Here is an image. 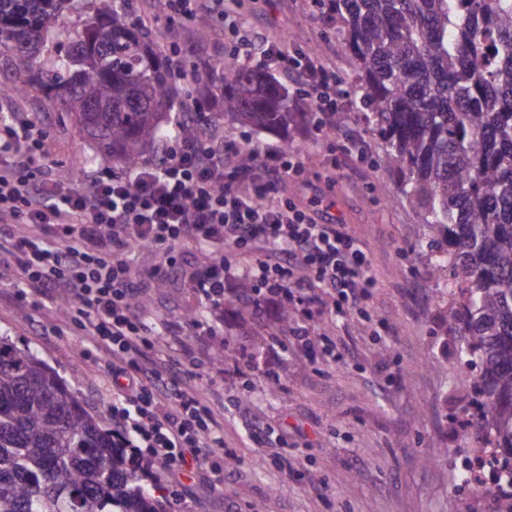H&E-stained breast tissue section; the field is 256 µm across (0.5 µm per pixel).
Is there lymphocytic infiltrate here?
<instances>
[{"label":"lymphocytic infiltrate","mask_w":512,"mask_h":512,"mask_svg":"<svg viewBox=\"0 0 512 512\" xmlns=\"http://www.w3.org/2000/svg\"><path fill=\"white\" fill-rule=\"evenodd\" d=\"M174 16L204 15L230 34L245 60L297 77L313 103L316 131L330 127L341 97L334 73L312 56L256 41L237 0H164ZM192 135L168 137L160 159L122 172L58 176L41 124L0 114V224H25L10 249L16 300L47 306L67 300L89 345L112 359V421L131 454L180 478L200 466L201 449L224 445V427L194 391L193 373L159 356L160 336L133 312L135 249L208 245L214 261L190 279L206 299L224 296L232 276L226 252L246 264L260 293L255 307L288 304L310 310L332 296L345 316L359 311L375 282L370 261L343 224L320 218L314 204L280 195L303 162L290 149L265 151L250 168L227 161L224 139L202 110Z\"/></svg>","instance_id":"obj_1"}]
</instances>
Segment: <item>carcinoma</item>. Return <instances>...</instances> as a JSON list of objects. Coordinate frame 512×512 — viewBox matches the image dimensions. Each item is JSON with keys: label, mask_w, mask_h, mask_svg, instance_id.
I'll use <instances>...</instances> for the list:
<instances>
[{"label": "carcinoma", "mask_w": 512, "mask_h": 512, "mask_svg": "<svg viewBox=\"0 0 512 512\" xmlns=\"http://www.w3.org/2000/svg\"><path fill=\"white\" fill-rule=\"evenodd\" d=\"M358 70L353 103L383 144L403 201L445 243L446 278L473 413L501 453L494 512H512V0H313ZM0 0V58L14 90L43 87L112 162L133 168L165 136L169 59L127 0ZM74 35L46 71L54 28ZM230 119L282 133L298 102L261 69L196 71ZM0 512H169L153 474L118 446L53 369L0 336Z\"/></svg>", "instance_id": "cac0c4a2"}]
</instances>
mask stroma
I'll return each instance as SVG.
<instances>
[{"instance_id":"35a3bbf8","label":"stroma","mask_w":512,"mask_h":512,"mask_svg":"<svg viewBox=\"0 0 512 512\" xmlns=\"http://www.w3.org/2000/svg\"><path fill=\"white\" fill-rule=\"evenodd\" d=\"M239 9L259 40L315 57L341 83L342 128L290 133L306 171L284 182L280 192L293 200L329 194V217L348 225L370 259L375 286L362 311L343 317L327 304L308 316L294 307L285 322L281 308H245L250 279L242 269L226 283L223 303H206L183 271L211 264L207 251L175 250V265L159 288L154 271L161 250H138L134 265L146 303L136 312L154 327L180 325L165 350L199 366L197 390L224 426V445L214 449L212 460L234 454L222 485H215L206 466L183 476L172 512H493L492 497L462 494L455 483L461 450L477 436L476 426L461 425L472 399L470 382L455 344L437 334L448 298L430 274L428 230L399 195L378 193L379 184H396L397 176L385 168L380 140L351 103L353 60L310 0H240ZM178 27L192 54L173 75L175 121L183 117L182 103L197 92L195 69L236 49L228 37L195 22ZM8 108L48 128L50 150L63 169L115 171L52 92L16 94ZM343 128L354 136L355 149H342ZM299 326L310 336L327 337L341 361L309 360L291 339ZM0 336L30 348L91 412L111 423L109 359L86 357L87 342L66 308L23 307L1 281ZM275 338L288 345L277 358L268 354ZM220 347L224 362L216 365L212 356ZM271 373L281 387L275 396L269 393ZM255 425L268 429L264 445L249 439ZM442 448L447 456H439Z\"/></svg>"}]
</instances>
